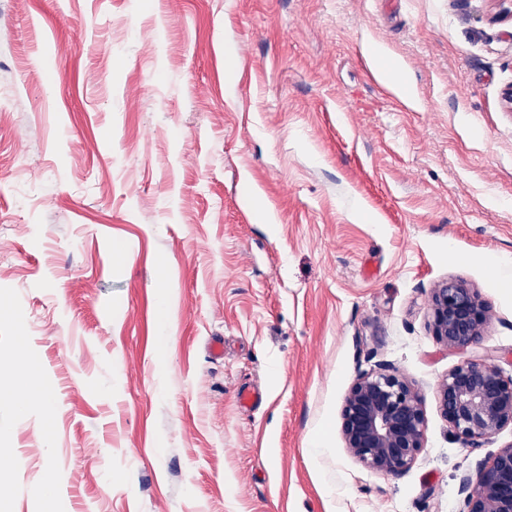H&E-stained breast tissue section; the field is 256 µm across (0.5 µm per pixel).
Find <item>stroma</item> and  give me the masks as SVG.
I'll use <instances>...</instances> for the list:
<instances>
[{
  "label": "stroma",
  "instance_id": "stroma-1",
  "mask_svg": "<svg viewBox=\"0 0 512 512\" xmlns=\"http://www.w3.org/2000/svg\"><path fill=\"white\" fill-rule=\"evenodd\" d=\"M496 10L0 0L5 512H461V477L512 443L508 426L462 447L436 399L466 358L512 375V20ZM451 278L492 311L463 352L430 326ZM21 351L50 420L14 397ZM383 364L426 417L399 476L341 434L350 385ZM247 387L260 405L239 406ZM371 56L378 63L382 81L392 88L403 91L405 85L400 68L395 64L383 63L381 61V53L377 50H372Z\"/></svg>",
  "mask_w": 512,
  "mask_h": 512
}]
</instances>
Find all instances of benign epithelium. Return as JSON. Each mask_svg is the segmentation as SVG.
Returning <instances> with one entry per match:
<instances>
[{
    "label": "benign epithelium",
    "mask_w": 512,
    "mask_h": 512,
    "mask_svg": "<svg viewBox=\"0 0 512 512\" xmlns=\"http://www.w3.org/2000/svg\"><path fill=\"white\" fill-rule=\"evenodd\" d=\"M431 326L436 339L464 352L478 344L490 310L466 282L449 279L431 295ZM436 397L454 436L480 448L512 426V376L495 364L470 359L448 371ZM426 418L414 388L390 366L356 377L341 409V434L347 451L368 470L399 476L423 448ZM462 512H512V444L481 462L476 477L460 481Z\"/></svg>",
    "instance_id": "7a95c632"
}]
</instances>
